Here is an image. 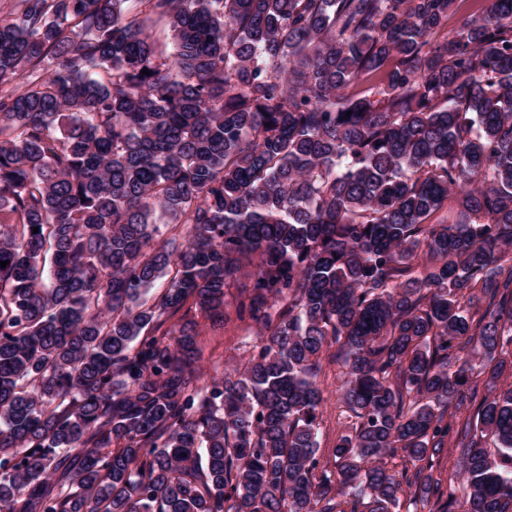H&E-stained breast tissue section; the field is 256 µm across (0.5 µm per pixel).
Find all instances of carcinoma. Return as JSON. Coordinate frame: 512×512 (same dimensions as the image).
Returning <instances> with one entry per match:
<instances>
[{
  "label": "carcinoma",
  "instance_id": "cac0c4a2",
  "mask_svg": "<svg viewBox=\"0 0 512 512\" xmlns=\"http://www.w3.org/2000/svg\"><path fill=\"white\" fill-rule=\"evenodd\" d=\"M486 2L448 34L455 0L0 14V512H434L458 476L448 512H512V0ZM188 303L256 329L232 370ZM323 373L321 376L322 387L325 390V396L328 401L323 409L321 423V450L331 447L333 441L338 437L341 432H344V424L347 419L344 418L342 413L343 408L340 407V402L337 401L336 389L341 385L344 380L346 366L344 364V356L334 345L328 354L322 359Z\"/></svg>",
  "mask_w": 512,
  "mask_h": 512
}]
</instances>
